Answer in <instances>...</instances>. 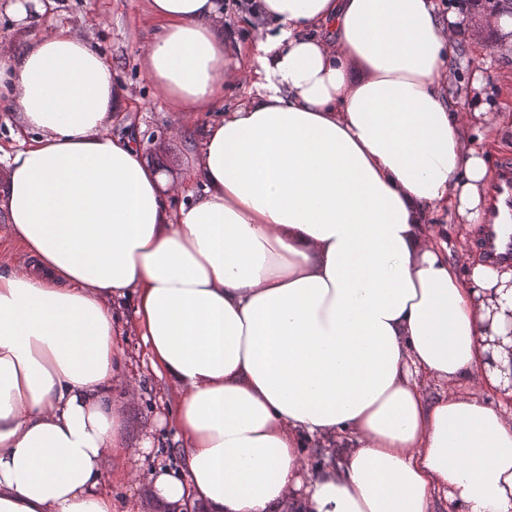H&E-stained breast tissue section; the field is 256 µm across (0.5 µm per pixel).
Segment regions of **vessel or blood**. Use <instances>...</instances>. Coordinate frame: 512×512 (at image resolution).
<instances>
[{
    "label": "vessel or blood",
    "mask_w": 512,
    "mask_h": 512,
    "mask_svg": "<svg viewBox=\"0 0 512 512\" xmlns=\"http://www.w3.org/2000/svg\"><path fill=\"white\" fill-rule=\"evenodd\" d=\"M477 246L485 260L512 264V159L500 161Z\"/></svg>",
    "instance_id": "1"
}]
</instances>
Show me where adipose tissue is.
<instances>
[{
    "label": "adipose tissue",
    "mask_w": 512,
    "mask_h": 512,
    "mask_svg": "<svg viewBox=\"0 0 512 512\" xmlns=\"http://www.w3.org/2000/svg\"><path fill=\"white\" fill-rule=\"evenodd\" d=\"M149 77L188 113L204 192L171 209L112 134L99 50L66 29L0 56L31 142L0 213L35 271L0 270V512H115L116 311L177 400L173 465L148 482L193 512H512V407L484 370V290L512 270L461 256L433 216L484 220L493 143L482 68L454 92L474 16L439 0H147ZM247 98L224 109L238 76ZM467 381L430 399L425 380ZM338 448L308 471L310 444ZM224 1V35L236 38L244 44H252L258 40L264 28L259 18L252 16L247 10L237 5V0Z\"/></svg>",
    "instance_id": "adipose-tissue-1"
}]
</instances>
